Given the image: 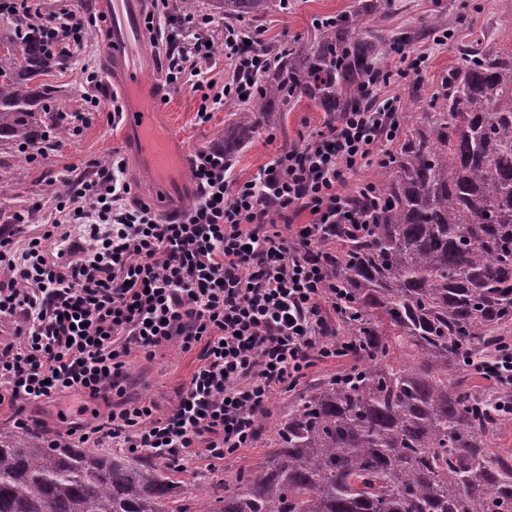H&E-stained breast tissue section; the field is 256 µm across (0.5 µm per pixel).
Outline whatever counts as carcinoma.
<instances>
[{
	"instance_id": "1",
	"label": "carcinoma",
	"mask_w": 512,
	"mask_h": 512,
	"mask_svg": "<svg viewBox=\"0 0 512 512\" xmlns=\"http://www.w3.org/2000/svg\"><path fill=\"white\" fill-rule=\"evenodd\" d=\"M261 17L272 0H211ZM33 4L0 26V143L31 145L53 121L42 77L52 51ZM361 14L313 43L261 47L259 87L224 142L228 158L288 103L334 120L359 105L403 38L362 33ZM396 152L377 162L379 205L365 237H338L353 364L298 394L270 453L202 512H512L509 417L469 383L473 363L512 338V55L470 51ZM399 347L408 362L389 359ZM179 471L109 448H48L0 427V512H189Z\"/></svg>"
}]
</instances>
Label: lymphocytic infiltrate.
<instances>
[{
	"label": "lymphocytic infiltrate",
	"instance_id": "obj_1",
	"mask_svg": "<svg viewBox=\"0 0 512 512\" xmlns=\"http://www.w3.org/2000/svg\"><path fill=\"white\" fill-rule=\"evenodd\" d=\"M149 16L166 44L165 84L208 88L213 104L253 95L260 35L228 30L233 79L202 81L216 54L208 16ZM392 74L371 83L370 106L344 113L245 181L229 180L220 147L197 151L198 199L175 220L132 200L124 160H90L59 195L44 232L0 229V405L46 403L68 391H120L131 354L174 342L200 364L164 415L142 401L106 418L72 422L65 437L107 441L183 470L217 466L252 447L275 394L295 388L316 360L346 349L336 327L348 305L330 271L338 234L365 235L372 183L349 185L400 136ZM308 223H297L300 214Z\"/></svg>",
	"mask_w": 512,
	"mask_h": 512
}]
</instances>
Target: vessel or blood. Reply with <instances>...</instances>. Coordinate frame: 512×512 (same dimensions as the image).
Returning <instances> with one entry per match:
<instances>
[{"label":"vessel or blood","instance_id":"obj_1","mask_svg":"<svg viewBox=\"0 0 512 512\" xmlns=\"http://www.w3.org/2000/svg\"><path fill=\"white\" fill-rule=\"evenodd\" d=\"M105 40V85L118 91L122 110L118 120L125 132V146L139 166L166 218L181 212V201L192 196L185 175L187 149L161 118L163 89L148 76L146 56H134L142 46L146 12L142 0H96Z\"/></svg>","mask_w":512,"mask_h":512}]
</instances>
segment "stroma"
Wrapping results in <instances>:
<instances>
[{
  "label": "stroma",
  "mask_w": 512,
  "mask_h": 512,
  "mask_svg": "<svg viewBox=\"0 0 512 512\" xmlns=\"http://www.w3.org/2000/svg\"><path fill=\"white\" fill-rule=\"evenodd\" d=\"M397 2L399 11L375 16L374 27L388 36L411 34L412 42L404 46L407 53L424 50L430 53L421 72L409 73L390 87V94L400 98L399 110L426 104L440 91L466 46L472 44L503 55L512 53V0ZM357 3L358 0H275L264 17L231 21L212 11L209 0H199L196 12L211 17L210 36L216 47H223L224 32L229 27L243 34L261 31L265 44L284 47L297 41H313L326 19L354 10ZM101 34L100 27H92L88 46L73 52L63 69L47 77L48 83L60 89L53 102L55 111L76 110L85 93L99 99L100 109L91 124L59 137V150L44 159L33 161L13 146H0V177L13 186L10 196L0 197V228L14 226L17 215L23 214L28 218L24 226L28 234L42 232L54 206L50 188L69 177L70 165L81 166L88 160L105 159L113 151L124 150L122 130L112 122L111 100L104 86L90 87L85 83L87 72L104 69L100 57ZM165 96L167 123L189 152L223 145L225 134L237 119V102H226L213 112L208 123L202 124L196 116L201 103L199 93L188 87L169 88ZM325 120V113L304 99L291 102L285 111L271 113L268 126L260 128L238 152L228 171L230 178H252L277 151L299 145L302 136L322 128ZM198 364V351L182 352L173 342L157 348L149 357L132 354L124 369L121 397L132 402L153 401L158 413H166ZM112 403L109 396L94 400L80 392H68L48 403L25 406L23 414L36 423L39 431L51 437L63 428L65 420L88 421L96 414L107 415ZM266 454V449L255 444L241 449L235 457L206 475H199L196 468H189L181 475L186 502L194 501L195 485L200 480L221 482L232 479L235 473L251 468Z\"/></svg>",
  "instance_id": "obj_1"
}]
</instances>
